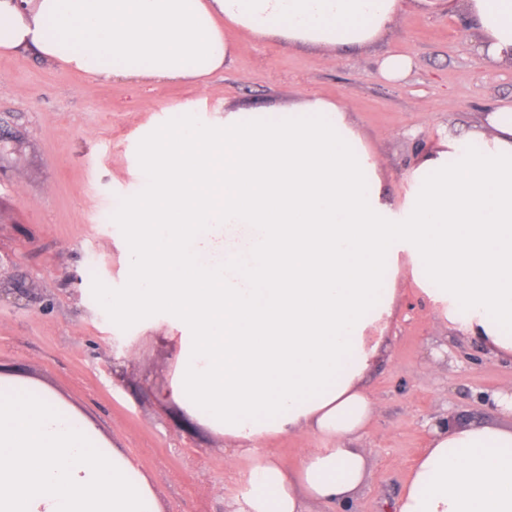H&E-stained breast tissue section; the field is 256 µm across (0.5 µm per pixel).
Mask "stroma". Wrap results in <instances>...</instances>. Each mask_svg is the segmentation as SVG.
I'll use <instances>...</instances> for the list:
<instances>
[{
  "instance_id": "stroma-1",
  "label": "stroma",
  "mask_w": 512,
  "mask_h": 512,
  "mask_svg": "<svg viewBox=\"0 0 512 512\" xmlns=\"http://www.w3.org/2000/svg\"><path fill=\"white\" fill-rule=\"evenodd\" d=\"M234 59L199 86L143 90L92 81L32 54L0 52V374L27 380L94 422L135 456L165 512H226L248 487L252 461L223 435L160 399L176 367L165 329L117 321L101 302L130 277L117 199L134 194L131 170L143 132L186 109L208 120L224 110L270 108L300 97L347 100L379 161L385 196L402 202L420 150L474 130L481 109L512 102V63L480 67L462 20L406 9L377 43L337 53L230 33ZM391 53L407 75L379 73ZM388 347L372 372L379 410L359 445L370 473L349 504L310 512H385L427 445L432 427L475 418L512 428L486 393L512 388V362L440 317L413 281L396 276Z\"/></svg>"
}]
</instances>
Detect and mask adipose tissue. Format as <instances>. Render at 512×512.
Here are the masks:
<instances>
[{
	"label": "adipose tissue",
	"mask_w": 512,
	"mask_h": 512,
	"mask_svg": "<svg viewBox=\"0 0 512 512\" xmlns=\"http://www.w3.org/2000/svg\"><path fill=\"white\" fill-rule=\"evenodd\" d=\"M410 6L460 15L480 64L512 62V0H0V50L97 81L195 84L232 62L229 30L361 48ZM350 110L302 97L220 125L178 111L143 139L141 188L117 208L132 276L104 301L182 329L162 397L251 457L236 512H306L365 483L366 379L400 258L425 269L445 320L512 358V105L425 151L397 205ZM303 432L318 445L294 468L264 447ZM392 510L512 512V428L435 427ZM0 512L163 510L136 457L47 390L0 378Z\"/></svg>",
	"instance_id": "1"
}]
</instances>
